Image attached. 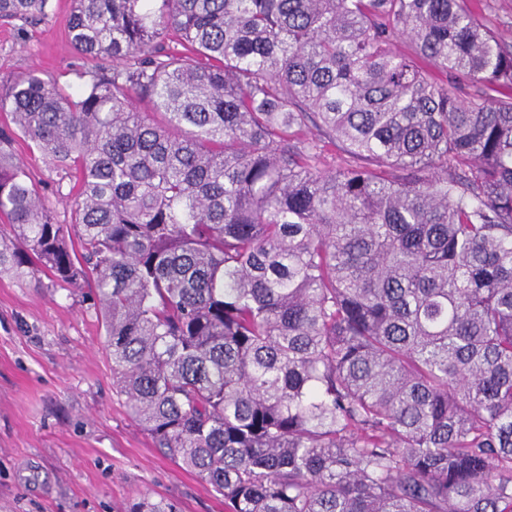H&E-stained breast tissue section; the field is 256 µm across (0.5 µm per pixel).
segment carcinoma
Returning <instances> with one entry per match:
<instances>
[{
    "label": "carcinoma",
    "mask_w": 512,
    "mask_h": 512,
    "mask_svg": "<svg viewBox=\"0 0 512 512\" xmlns=\"http://www.w3.org/2000/svg\"><path fill=\"white\" fill-rule=\"evenodd\" d=\"M72 2L91 66L0 80V271L94 282L116 392L225 512H512V45L489 0ZM15 135L72 178L70 223Z\"/></svg>",
    "instance_id": "cac0c4a2"
}]
</instances>
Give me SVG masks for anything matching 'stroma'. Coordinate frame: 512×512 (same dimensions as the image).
I'll return each mask as SVG.
<instances>
[{"label":"stroma","instance_id":"1","mask_svg":"<svg viewBox=\"0 0 512 512\" xmlns=\"http://www.w3.org/2000/svg\"><path fill=\"white\" fill-rule=\"evenodd\" d=\"M42 24L0 21V79L37 69L69 83L82 59L67 40L71 0H50ZM12 150L60 223L68 186L30 142ZM177 512H225L224 499L162 456L113 388L93 287L44 273H0V512H126L138 496Z\"/></svg>","mask_w":512,"mask_h":512}]
</instances>
